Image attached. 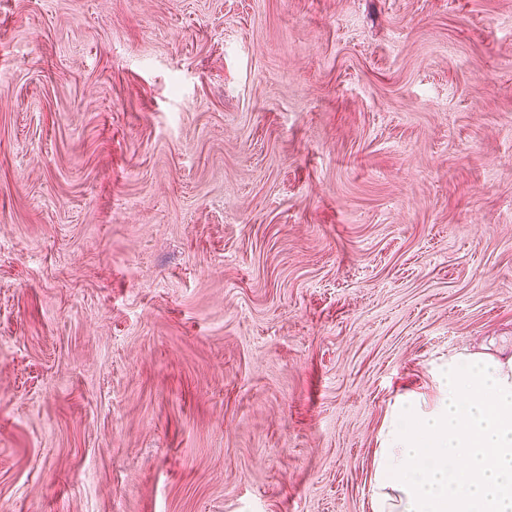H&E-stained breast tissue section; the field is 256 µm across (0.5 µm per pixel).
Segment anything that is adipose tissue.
Wrapping results in <instances>:
<instances>
[{
  "label": "adipose tissue",
  "mask_w": 512,
  "mask_h": 512,
  "mask_svg": "<svg viewBox=\"0 0 512 512\" xmlns=\"http://www.w3.org/2000/svg\"><path fill=\"white\" fill-rule=\"evenodd\" d=\"M430 393L389 401L371 512H512V350L432 361Z\"/></svg>",
  "instance_id": "obj_1"
}]
</instances>
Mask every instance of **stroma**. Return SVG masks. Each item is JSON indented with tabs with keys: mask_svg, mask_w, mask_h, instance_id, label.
Instances as JSON below:
<instances>
[{
	"mask_svg": "<svg viewBox=\"0 0 512 512\" xmlns=\"http://www.w3.org/2000/svg\"><path fill=\"white\" fill-rule=\"evenodd\" d=\"M503 345L512 0H0V512H371Z\"/></svg>",
	"mask_w": 512,
	"mask_h": 512,
	"instance_id": "1",
	"label": "stroma"
}]
</instances>
